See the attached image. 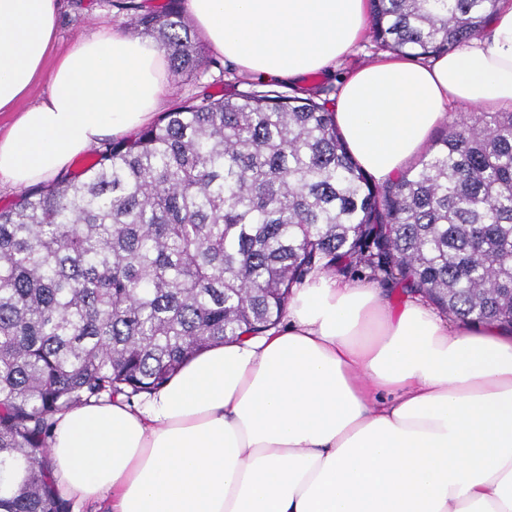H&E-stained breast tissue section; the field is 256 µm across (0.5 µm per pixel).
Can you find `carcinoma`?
I'll return each instance as SVG.
<instances>
[{
	"mask_svg": "<svg viewBox=\"0 0 512 512\" xmlns=\"http://www.w3.org/2000/svg\"><path fill=\"white\" fill-rule=\"evenodd\" d=\"M499 0H370L376 47L414 58L483 31ZM176 76L205 55L181 0L145 11ZM368 269L471 322L512 326V112H465L378 186L333 109L254 83L201 90L108 140L79 174L0 210V512H70L56 414L167 383L191 358L276 325L310 274Z\"/></svg>",
	"mask_w": 512,
	"mask_h": 512,
	"instance_id": "cac0c4a2",
	"label": "carcinoma"
}]
</instances>
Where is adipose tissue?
Returning <instances> with one entry per match:
<instances>
[{
  "label": "adipose tissue",
  "mask_w": 512,
  "mask_h": 512,
  "mask_svg": "<svg viewBox=\"0 0 512 512\" xmlns=\"http://www.w3.org/2000/svg\"><path fill=\"white\" fill-rule=\"evenodd\" d=\"M211 50L251 79L297 83L346 56L369 0H185ZM59 0H0V185L57 179L107 138L150 125L165 53L102 26L55 53ZM47 81L40 101L31 88ZM512 108V0L425 63L353 69L336 126L373 183L399 175L451 105ZM61 497L109 512H512V329L451 321L422 298L319 272L282 323L210 348L142 405L59 413Z\"/></svg>",
  "instance_id": "ef3b65f1"
}]
</instances>
